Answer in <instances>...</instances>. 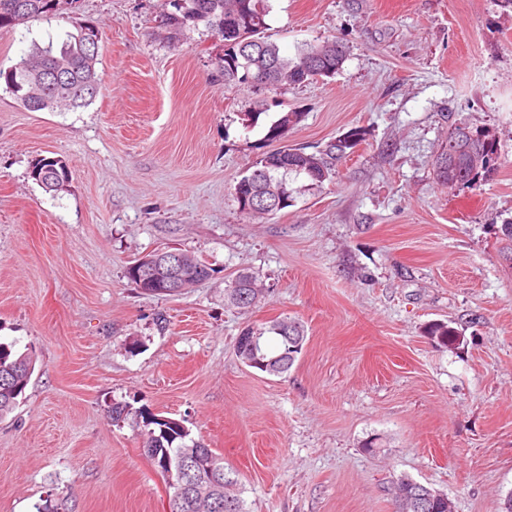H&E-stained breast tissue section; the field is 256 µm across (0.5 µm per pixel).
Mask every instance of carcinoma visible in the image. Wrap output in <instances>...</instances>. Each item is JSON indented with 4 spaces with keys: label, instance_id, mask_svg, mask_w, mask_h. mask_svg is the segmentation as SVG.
Returning <instances> with one entry per match:
<instances>
[{
    "label": "carcinoma",
    "instance_id": "carcinoma-1",
    "mask_svg": "<svg viewBox=\"0 0 512 512\" xmlns=\"http://www.w3.org/2000/svg\"><path fill=\"white\" fill-rule=\"evenodd\" d=\"M77 8L80 0H0V29L13 27L30 20L47 18L58 10L60 2ZM190 11L177 8L170 14L159 16L157 31L166 43L175 45L185 36L190 26L200 23L214 29L224 30V41L236 42L233 51L221 59L218 71L224 77V86L234 87L247 84L259 94L275 92L283 86L300 82L302 71L313 81L335 76L347 59V47L338 40H324L300 49L293 57L281 52L280 47L259 37L267 29V17L272 9L270 0H192ZM100 23L85 19L77 24L76 32L67 35L60 50H54L49 43L42 47L34 46L32 52L20 60L22 67L0 70V80L23 104L28 101L23 94L30 90L25 82V70L38 71L49 68L53 58H69L70 80L49 89V94H69L87 81L90 75L86 70V53L95 50V43L82 37L89 30L92 36L97 33L92 28ZM303 120V113L287 110L279 113L267 127L264 139L283 140ZM362 141L361 133L354 131L347 136L329 142L325 148L315 153H307L302 148H284L263 154L246 175V180H238L234 186V201L240 212L250 219L262 220L285 208L302 193V189H320L333 178V162L344 158ZM498 153L496 135L486 128L472 129L468 126H454L448 129V138L440 148L434 163L433 174L436 182L445 188L469 187L477 179L491 171ZM30 177L47 188L69 179L68 166L61 159L42 157L32 161ZM286 186L291 191L290 202L277 206H250L248 202L269 194V188ZM196 264L186 269L191 276L187 287L192 288L211 279L217 269L200 273L197 265L202 263L193 257ZM126 278L148 296H165L163 288H156L141 281L132 266L127 267ZM224 292L232 305L236 286L251 291L252 301L262 295L263 284L258 276L250 272H239L224 280ZM246 328L259 331L258 356L279 367L277 374L288 372L306 343L303 326L288 317L267 321ZM425 335L439 344H448V338L455 331L442 322L429 324ZM36 363L34 354L20 352L13 343L0 342V417L12 412L19 404L33 374L30 369ZM150 426L145 447L154 449L149 457L154 467L165 477L172 489L169 494V512H201L195 489L208 476V467L217 462L224 464V456L208 448L204 443L189 439L188 430L174 420L155 417L145 418ZM394 512H452L448 508L449 498L429 486L412 478L400 475L393 482ZM214 507L210 512H245L243 501L236 495L220 493L213 498Z\"/></svg>",
    "mask_w": 512,
    "mask_h": 512
}]
</instances>
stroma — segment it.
I'll use <instances>...</instances> for the list:
<instances>
[{
	"label": "stroma",
	"mask_w": 512,
	"mask_h": 512,
	"mask_svg": "<svg viewBox=\"0 0 512 512\" xmlns=\"http://www.w3.org/2000/svg\"><path fill=\"white\" fill-rule=\"evenodd\" d=\"M266 35L286 55L348 48L333 78L255 95L225 87L224 38L199 24L172 49L170 0H82L0 29V69L32 42L102 23L101 89L87 107L33 112L0 83V341L36 366L0 418V512H165L169 485L143 451L142 414L177 420L224 456L246 512H393L405 474L454 512L512 494V12L496 0H272ZM304 112L290 145L313 152L362 130L331 183L261 221L236 182L278 113ZM491 127L499 151L476 185L448 189L432 162L451 125ZM66 162L46 192L32 160ZM180 249L218 273L174 297L141 294L127 266ZM247 269L249 311L224 301ZM168 319L166 329L157 314ZM299 320L281 375L243 366L250 322ZM447 323L441 345L426 326ZM127 406L113 421V403ZM377 438L379 450L362 445ZM224 284H225V287H224V292L227 296V299L228 301L236 306L237 308L241 309V310H249L250 308H252L253 306H255L257 300L259 299V296L262 295L263 291L262 289H259L257 290V288H263V284L261 282V280L259 279L258 276L254 275L253 273H250V272H239L237 273L235 276H232L231 279H224ZM242 285V287H244L243 289H249L251 291V293H241L236 297L237 299V302H239V304H244L250 297V295L252 294V300L253 303L250 304V305H247V306H241L239 305L234 299H233V295L235 294L237 288L234 287V285Z\"/></svg>",
	"instance_id": "1"
}]
</instances>
